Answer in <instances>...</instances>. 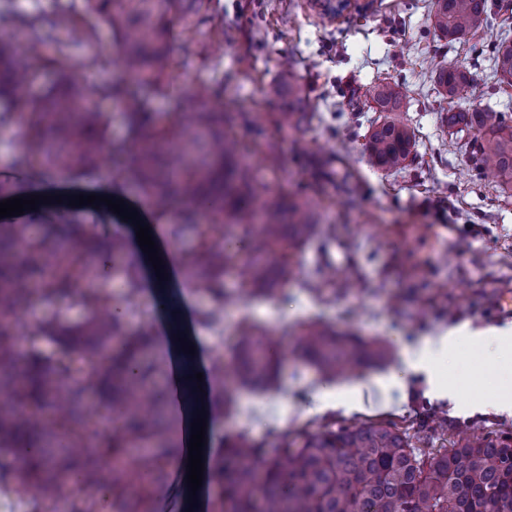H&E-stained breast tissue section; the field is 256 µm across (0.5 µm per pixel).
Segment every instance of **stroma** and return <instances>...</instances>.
I'll list each match as a JSON object with an SVG mask.
<instances>
[{"mask_svg":"<svg viewBox=\"0 0 512 512\" xmlns=\"http://www.w3.org/2000/svg\"><path fill=\"white\" fill-rule=\"evenodd\" d=\"M364 11L342 18H320L308 0H212L208 21L195 36H180L172 44L175 61L172 91L150 95L157 117L175 129L187 125L179 97L199 80L224 84L222 103L233 118L232 127L245 147V159L256 170L263 189L302 190L314 205L318 236L325 252L311 244L296 251L294 261L308 267L322 262L347 273L356 284L348 296L321 294L283 283L277 299L256 301L241 297L225 314L221 325H196L207 356L223 353L232 358L237 327L250 317L275 340L280 359L278 390L259 401L256 391L226 392L215 386L214 397H230L232 406L218 416L223 434L248 430L264 447H273L280 435L309 426L317 431L342 422H358L382 415L399 426L421 427L433 412L448 418L449 439L478 424L493 431L512 425V416L486 407L496 390L494 373L471 377L476 353L462 349L451 369L461 379L459 400L436 399L429 394L425 374H411L404 388L389 391L375 379L400 370L404 353L393 346L388 364L372 366L337 377L334 384L346 391L363 385V396L351 408L316 412L311 402L324 383L295 350L301 323L322 322L365 338L391 343L394 333L407 341L438 336L450 327L466 324L479 330L512 327V315L496 317L491 305L498 291L512 289V194L503 191L493 176L475 174V163L465 134H444L441 122L450 106L492 107L512 113V87H499L485 54L501 38L498 26L480 24L475 38L448 44L430 23L433 0H371ZM56 0H0V31L18 29L22 17L52 21ZM226 31L220 56L202 59L197 42L213 24ZM92 47L75 43L72 53L80 82L89 91L102 87L108 70L90 65L91 56L116 60L117 43L106 23H99ZM292 58L300 84L314 101L321 121L298 132L276 130L269 115L278 111L274 87L278 63ZM441 60L465 66L474 75L470 88L458 98L443 97L431 76L429 63ZM399 83L406 94L403 117L414 132L415 148L407 167L398 172L371 170L363 158L364 134L377 117L352 94L364 93L378 80ZM252 113L265 124L279 157L277 167L261 160L241 113ZM12 124H0V201L30 195H107L136 208L142 220H153L155 201L120 174L124 159L111 157L109 168L98 167L83 176H42L18 166L23 139ZM335 155L338 173H351L363 185V194L349 200L334 183L314 181L299 164L295 141ZM94 228L99 240L125 238L127 224L108 206L59 207L39 205L17 216L20 224L39 227L59 219Z\"/></svg>","mask_w":512,"mask_h":512,"instance_id":"35a3bbf8","label":"stroma"}]
</instances>
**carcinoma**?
<instances>
[{
    "mask_svg": "<svg viewBox=\"0 0 512 512\" xmlns=\"http://www.w3.org/2000/svg\"><path fill=\"white\" fill-rule=\"evenodd\" d=\"M84 2L81 13L72 0H57L48 26L37 16L22 19L27 33L23 44L0 33V101L26 87L32 64L46 48L55 52L56 82L31 100L28 111L0 113V123L10 120L26 130L20 164L65 174L106 154L102 113L75 81L70 54L75 35L87 45L95 42L97 20L102 19L122 47V64L102 88L125 115L128 137L117 147L129 148L132 159L121 174L156 199L162 217L168 216L171 196L185 201L179 230L193 247L184 255V278L210 301L199 321L218 324L236 301V293L224 283V268L243 253L248 293L254 298H273L285 278L316 293L329 284L350 294L349 278L326 264L310 270L293 266V247L316 233L311 204L295 194L260 190L224 110L213 103L219 93L211 84L201 81L185 93L192 131L189 155L174 148L172 130L159 123L139 93L170 91L174 28L192 33L206 21L203 10L210 0ZM496 8L494 0H434L431 24L448 42L464 41L475 36L481 19L499 15ZM492 61L498 83L511 86L509 38L496 44ZM431 71L439 92L450 98L473 82L470 71L460 66L433 62ZM276 90L283 99L281 110L273 113L278 129L296 132L318 117L289 61L281 64ZM364 96L384 113L366 132L367 164L378 171L404 169L415 141L401 118V87L381 81L367 87ZM442 125L470 134L478 171L494 173L503 188L512 189L511 117L491 107L452 108ZM253 135L264 161L277 164L263 128L254 125ZM92 240L84 228L65 232L58 224H45L33 236L25 224H0V252L17 254L0 267V396L10 405V411L0 413V454L13 455L20 492L32 494L31 512H47V503L65 486L71 488L66 512H107V500L93 497L92 490L112 497V512H153V488L173 451L165 435L167 392L155 385L159 362L145 354L151 332L145 326L130 328L126 321L139 292L140 269L123 270L126 292L121 298L80 287L100 272L73 244ZM37 275L39 300L54 304L77 299L87 310L76 326L44 319L38 332L62 345L94 341L106 351L103 362L92 361L79 371L65 353L52 358L32 348L26 371L17 372L20 337L9 320L30 301L23 285ZM114 338L119 346L110 350ZM271 346L272 337L243 325L232 363H224L220 353L213 360L214 377L276 389ZM296 349L326 378L391 359L382 343L317 322L299 332ZM89 391L118 424L95 447L85 449L84 434L94 420L85 405ZM54 437L65 439L66 446L50 447ZM208 484L215 493L207 497V512H512V430L474 434L437 450L417 446L391 420L317 433L303 429L285 434L270 449L238 431L212 455Z\"/></svg>",
    "mask_w": 512,
    "mask_h": 512,
    "instance_id": "obj_1",
    "label": "carcinoma"
}]
</instances>
